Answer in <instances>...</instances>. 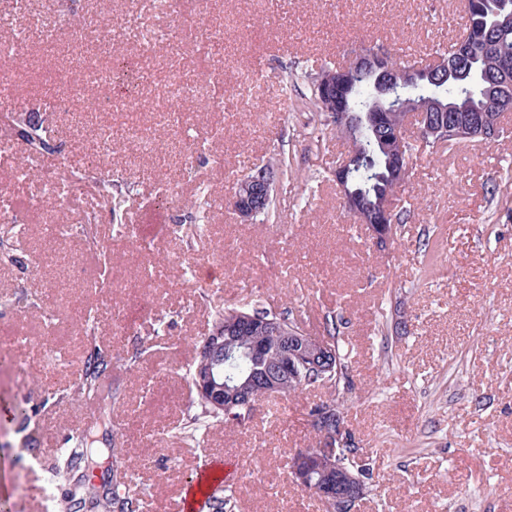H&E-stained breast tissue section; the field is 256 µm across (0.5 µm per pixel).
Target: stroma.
I'll return each mask as SVG.
<instances>
[{
    "label": "stroma",
    "instance_id": "1",
    "mask_svg": "<svg viewBox=\"0 0 512 512\" xmlns=\"http://www.w3.org/2000/svg\"><path fill=\"white\" fill-rule=\"evenodd\" d=\"M54 2L28 0L22 13L16 0H0V37L38 16L72 25ZM77 14L110 19L107 47L86 53L100 65L132 61L144 102L137 111L91 112L95 92H81L56 113L52 139L61 149L40 155L32 178L14 172L26 152L0 154V212L27 220L16 259L0 255V346L12 354L0 364V403L26 410L1 428L7 512H39L35 475L86 431L93 407L70 391L96 346L109 351L114 372L96 446L120 444L139 512H179L195 470L219 457L238 468L226 490L230 512H323L289 473L293 454L315 443L306 413L322 399L340 404L359 455L370 460L355 512H512V112L494 142L413 154L392 197L402 222L382 249L348 213L334 180L347 139L304 99L309 66L347 63L376 41L404 62L433 59L462 30L461 0H208V22L223 36L203 54L184 55L180 67L201 81L223 70L229 106L185 102L189 118L174 126L164 48L144 52L128 0H80ZM43 43L28 39L5 106L37 96L42 68H71L70 55H46ZM287 77L295 86H283ZM101 126L117 134L112 154L97 160L117 201L97 226L105 261L80 238L57 243L56 225L79 212L37 198L35 186L85 162ZM283 159L288 176L270 213L241 221L230 207L237 179ZM162 179L173 196L157 197ZM201 188L209 219L188 236ZM57 248L84 274L52 288L49 273L30 263ZM105 277L108 299L96 286ZM256 303L302 320L314 336L335 318L348 344L349 390L263 400L245 424L213 422L201 440L186 441L179 430L200 412L185 379L195 343L215 310ZM52 317L60 339L48 348L42 333ZM47 354L55 370H33Z\"/></svg>",
    "mask_w": 512,
    "mask_h": 512
}]
</instances>
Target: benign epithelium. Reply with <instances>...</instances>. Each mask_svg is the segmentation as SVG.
<instances>
[{
	"instance_id": "1",
	"label": "benign epithelium",
	"mask_w": 512,
	"mask_h": 512,
	"mask_svg": "<svg viewBox=\"0 0 512 512\" xmlns=\"http://www.w3.org/2000/svg\"><path fill=\"white\" fill-rule=\"evenodd\" d=\"M390 51L384 46H373L353 54L351 60L339 72V75H324L317 81L318 97L322 110L326 112L338 128L352 130L370 127L379 129L381 113L367 112L357 114L346 112L338 107L337 95L342 89L341 80L352 73L361 70H373L377 73L374 82L375 96L388 99L395 94V77L392 70L384 67ZM499 94L494 100V106L502 112L512 111V61L503 60L492 73ZM419 124L418 136L426 139L441 134L438 143L445 139L460 137H481L493 140L499 131L484 127L479 117L470 119L466 127H458L444 122L440 112L420 110L417 112ZM358 158L357 141H350V151L347 158L336 168V182L343 193L347 209L355 214L360 212L362 205L357 194L350 190L347 179V169ZM391 172L395 182L402 185L409 175V157L399 153L391 160ZM276 185L264 169H259L245 177L238 184L232 195L230 206L232 211L242 220L248 221L268 209L274 200ZM393 207L391 200H386L381 212L370 221L367 228L377 246L388 243L394 237V225L390 224ZM262 323L272 336L285 339V358L271 366L269 372L260 380L247 378L242 382L228 384L220 388L210 380L196 383V389L201 394H212L211 402L217 409H249L254 406L255 390L260 388L268 394L278 395L285 388L287 380L299 381L301 372L333 371L340 374L341 366L336 358L335 349L319 336H311L302 329L287 328L274 320L259 321L254 315L244 310H233L224 320V331H216L219 336L247 324ZM354 442L341 420H336L330 426L323 428L320 442L315 447L298 451L293 456L290 473L295 482L304 488L315 499L321 501L330 512L334 509L340 512H352L355 504L362 498L365 490L366 473L356 467L352 454L347 449Z\"/></svg>"
}]
</instances>
